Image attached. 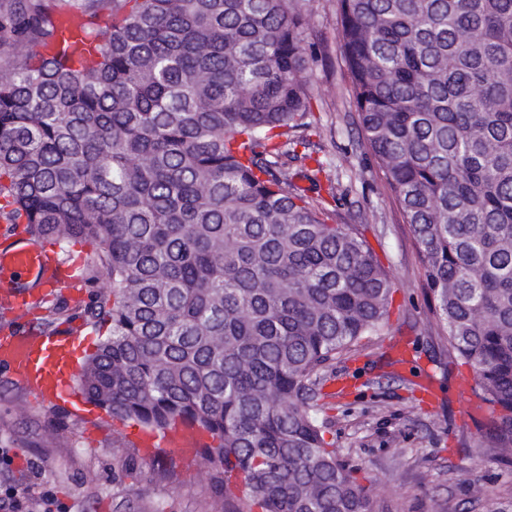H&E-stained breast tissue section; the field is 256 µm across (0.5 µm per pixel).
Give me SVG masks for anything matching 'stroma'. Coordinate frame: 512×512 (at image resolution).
<instances>
[{
	"mask_svg": "<svg viewBox=\"0 0 512 512\" xmlns=\"http://www.w3.org/2000/svg\"><path fill=\"white\" fill-rule=\"evenodd\" d=\"M313 56L312 122L319 156L343 164L354 206L339 223L357 225L394 280L384 332L337 356L326 369L317 417L335 439L340 460L358 466L375 512H512V463L481 438L473 395L454 386L471 376L448 354L429 309L424 267L408 224L387 194L380 169L360 142L358 114L340 50L336 0H299ZM83 282L51 288L27 321L0 309V325L37 328L54 305L81 310ZM405 341L436 380L433 393L399 378L386 360ZM137 429L87 405L47 400L0 365V496L14 491L23 512H224V496L202 457L146 455ZM173 479H161L166 466Z\"/></svg>",
	"mask_w": 512,
	"mask_h": 512,
	"instance_id": "1",
	"label": "stroma"
}]
</instances>
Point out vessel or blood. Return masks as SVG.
Segmentation results:
<instances>
[{
	"label": "vessel or blood",
	"mask_w": 512,
	"mask_h": 512,
	"mask_svg": "<svg viewBox=\"0 0 512 512\" xmlns=\"http://www.w3.org/2000/svg\"><path fill=\"white\" fill-rule=\"evenodd\" d=\"M84 17L76 12L59 16L60 38L79 43ZM73 270L33 243L14 246L11 238L0 239V303L12 309L18 318H25L36 298L34 290H18L19 282L38 277L41 283L60 287L67 284ZM73 339L69 330L51 336H40L16 329L0 334V363L33 389L51 396L65 395L72 375ZM205 434L182 425L170 432L165 443L184 457L194 456L205 441Z\"/></svg>",
	"instance_id": "b4317fda"
}]
</instances>
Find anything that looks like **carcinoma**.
<instances>
[{
  "label": "carcinoma",
  "instance_id": "obj_1",
  "mask_svg": "<svg viewBox=\"0 0 512 512\" xmlns=\"http://www.w3.org/2000/svg\"><path fill=\"white\" fill-rule=\"evenodd\" d=\"M366 149L412 228L476 421L512 451V0H337ZM71 0H3L0 214L30 239L93 247L81 313L109 326L77 387L146 431L211 438L224 512H374L315 397L336 355L386 326L394 287L348 189L307 134L297 0H88L96 59L43 56ZM110 12L102 28L98 14ZM312 161L316 168L306 167ZM331 206L302 192L289 169Z\"/></svg>",
  "mask_w": 512,
  "mask_h": 512
}]
</instances>
